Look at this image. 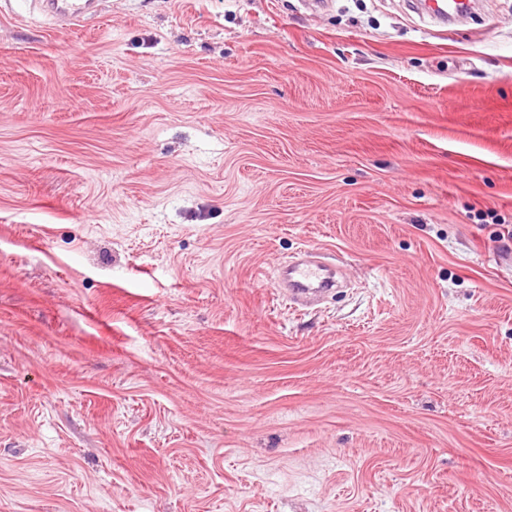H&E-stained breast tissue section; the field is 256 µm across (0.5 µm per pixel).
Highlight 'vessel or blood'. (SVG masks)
<instances>
[{
    "instance_id": "vessel-or-blood-1",
    "label": "vessel or blood",
    "mask_w": 512,
    "mask_h": 512,
    "mask_svg": "<svg viewBox=\"0 0 512 512\" xmlns=\"http://www.w3.org/2000/svg\"><path fill=\"white\" fill-rule=\"evenodd\" d=\"M45 5L48 16L62 29L86 22L94 8L93 0H45ZM420 7L442 25L465 22L476 12L474 0H421ZM335 276L333 268L307 251L282 265L278 283L292 302L304 305L328 296L336 286Z\"/></svg>"
}]
</instances>
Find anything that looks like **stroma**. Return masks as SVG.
<instances>
[{
	"mask_svg": "<svg viewBox=\"0 0 512 512\" xmlns=\"http://www.w3.org/2000/svg\"><path fill=\"white\" fill-rule=\"evenodd\" d=\"M0 512H512V0H0ZM47 15L55 20L61 29H69L76 24L85 23L93 12L91 0H43ZM476 1L424 0L416 3L431 19L442 25L462 23L476 13ZM335 276L336 270L307 251L282 265L278 283L282 288H287L292 302L304 305L328 296L332 288H336Z\"/></svg>",
	"mask_w": 512,
	"mask_h": 512,
	"instance_id": "35a3bbf8",
	"label": "stroma"
}]
</instances>
